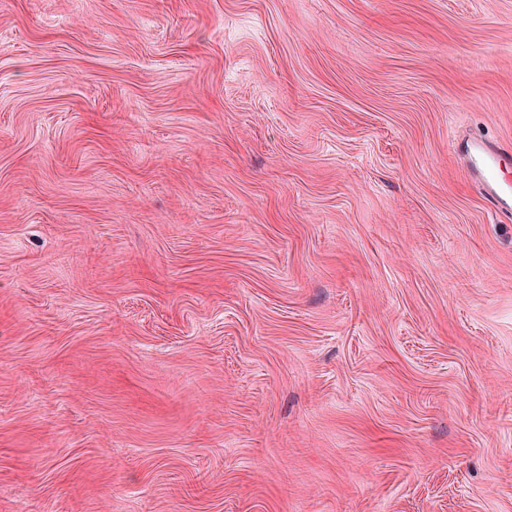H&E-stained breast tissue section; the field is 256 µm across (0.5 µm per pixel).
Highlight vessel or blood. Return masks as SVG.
Returning <instances> with one entry per match:
<instances>
[{
  "label": "vessel or blood",
  "mask_w": 512,
  "mask_h": 512,
  "mask_svg": "<svg viewBox=\"0 0 512 512\" xmlns=\"http://www.w3.org/2000/svg\"><path fill=\"white\" fill-rule=\"evenodd\" d=\"M465 145L469 176L498 212L512 214V149L478 136L469 137Z\"/></svg>",
  "instance_id": "vessel-or-blood-1"
}]
</instances>
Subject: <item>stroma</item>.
<instances>
[{
    "label": "stroma",
    "mask_w": 512,
    "mask_h": 512,
    "mask_svg": "<svg viewBox=\"0 0 512 512\" xmlns=\"http://www.w3.org/2000/svg\"><path fill=\"white\" fill-rule=\"evenodd\" d=\"M512 0H0V512H512ZM462 150L466 156V166L470 177L478 184L484 196L489 199L501 214H512V150L486 139L471 136L465 141Z\"/></svg>",
    "instance_id": "35a3bbf8"
}]
</instances>
